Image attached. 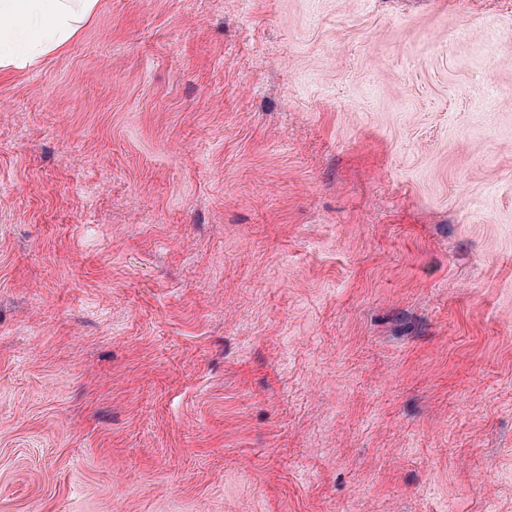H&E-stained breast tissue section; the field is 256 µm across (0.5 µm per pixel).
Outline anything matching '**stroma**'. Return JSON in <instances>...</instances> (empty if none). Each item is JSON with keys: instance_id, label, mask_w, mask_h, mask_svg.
Masks as SVG:
<instances>
[{"instance_id": "stroma-1", "label": "stroma", "mask_w": 512, "mask_h": 512, "mask_svg": "<svg viewBox=\"0 0 512 512\" xmlns=\"http://www.w3.org/2000/svg\"><path fill=\"white\" fill-rule=\"evenodd\" d=\"M0 512H512V0H101L0 70Z\"/></svg>"}]
</instances>
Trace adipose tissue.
Instances as JSON below:
<instances>
[{
	"instance_id": "obj_1",
	"label": "adipose tissue",
	"mask_w": 512,
	"mask_h": 512,
	"mask_svg": "<svg viewBox=\"0 0 512 512\" xmlns=\"http://www.w3.org/2000/svg\"><path fill=\"white\" fill-rule=\"evenodd\" d=\"M98 0H0V69L24 68L66 45Z\"/></svg>"
}]
</instances>
